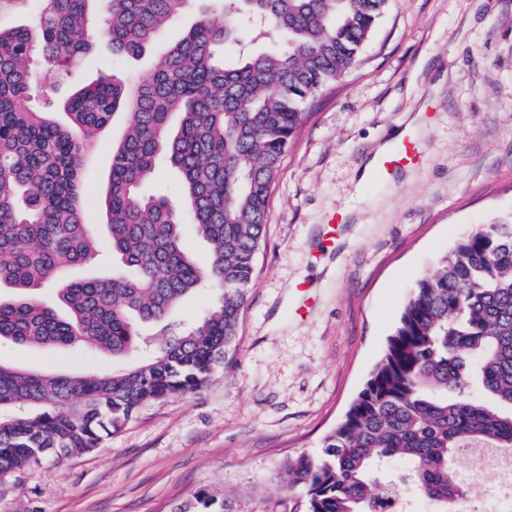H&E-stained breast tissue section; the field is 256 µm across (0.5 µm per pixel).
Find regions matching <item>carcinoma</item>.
Returning a JSON list of instances; mask_svg holds the SVG:
<instances>
[{"label": "carcinoma", "mask_w": 512, "mask_h": 512, "mask_svg": "<svg viewBox=\"0 0 512 512\" xmlns=\"http://www.w3.org/2000/svg\"><path fill=\"white\" fill-rule=\"evenodd\" d=\"M36 2L30 22L5 19ZM0 0V347L87 345L133 365L102 374H44L0 363V495L50 457L88 452L144 404L201 390L237 336L270 195L307 105L355 66L389 0H200L195 24L133 85L114 71L72 89L104 36L112 61L141 55L192 0ZM66 120L38 101L36 51ZM101 206L107 240L82 213L85 156L114 117ZM168 164L181 197L144 187ZM209 244L190 253L187 231ZM112 251L109 277H74ZM53 287L66 310L44 303ZM207 291L200 318L174 313ZM512 451V217L462 238L421 278L385 354L322 455L298 457L289 485L308 512H384L408 463L416 493L447 512L460 496L456 451ZM178 512H224L207 493Z\"/></svg>", "instance_id": "1"}]
</instances>
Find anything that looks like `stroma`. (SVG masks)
<instances>
[{"label":"stroma","instance_id":"1","mask_svg":"<svg viewBox=\"0 0 512 512\" xmlns=\"http://www.w3.org/2000/svg\"><path fill=\"white\" fill-rule=\"evenodd\" d=\"M185 14L139 58L112 65L98 40L75 71L146 78ZM426 113L424 159L396 182L363 180L378 148ZM116 115L87 159V223L99 200ZM351 222L335 253L317 256L325 216ZM512 215V0H390L357 65L306 110L269 200L264 244L228 365L199 392L147 403L97 448L42 466L0 496V512H176L198 491L224 512H306L290 460L321 453L381 361L421 276L457 240ZM315 306L295 318L294 287ZM0 362L47 373H104L128 359L89 349L0 348Z\"/></svg>","mask_w":512,"mask_h":512}]
</instances>
